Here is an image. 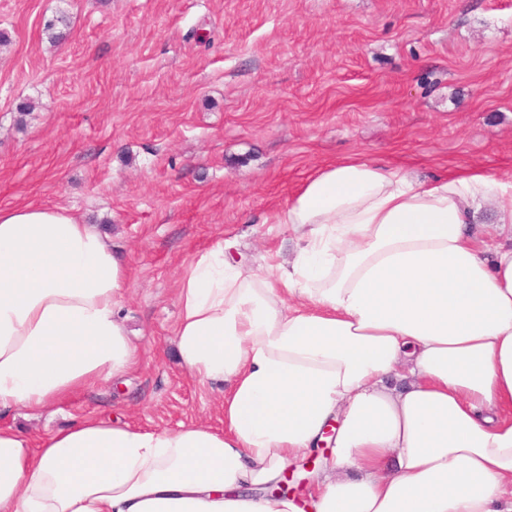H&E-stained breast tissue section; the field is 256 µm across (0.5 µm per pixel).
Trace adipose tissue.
<instances>
[{
  "mask_svg": "<svg viewBox=\"0 0 512 512\" xmlns=\"http://www.w3.org/2000/svg\"><path fill=\"white\" fill-rule=\"evenodd\" d=\"M490 200L512 224L482 169L317 168L276 216L303 241L277 277L220 244L180 278L178 359L225 386L223 428L86 418L34 447L0 426V512H302L266 489L330 427L309 512H512V246L470 231ZM128 287L67 209L0 207V413L133 369Z\"/></svg>",
  "mask_w": 512,
  "mask_h": 512,
  "instance_id": "obj_1",
  "label": "adipose tissue"
}]
</instances>
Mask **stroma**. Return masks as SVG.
<instances>
[{"instance_id":"stroma-1","label":"stroma","mask_w":512,"mask_h":512,"mask_svg":"<svg viewBox=\"0 0 512 512\" xmlns=\"http://www.w3.org/2000/svg\"><path fill=\"white\" fill-rule=\"evenodd\" d=\"M0 207H63L130 272L122 381L0 422L31 440L93 417L222 426L180 365L184 266L226 236L293 258L270 222L351 155L512 179V0H0Z\"/></svg>"}]
</instances>
